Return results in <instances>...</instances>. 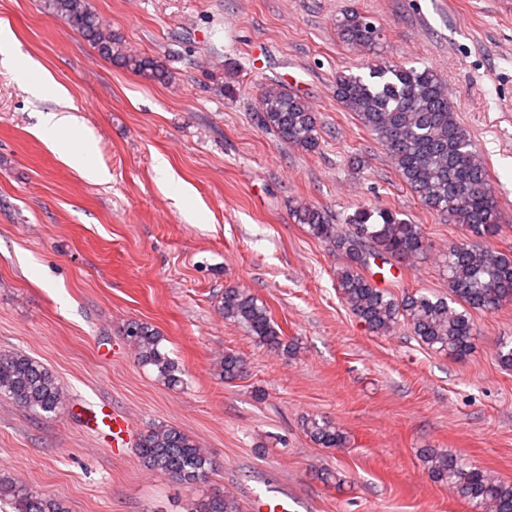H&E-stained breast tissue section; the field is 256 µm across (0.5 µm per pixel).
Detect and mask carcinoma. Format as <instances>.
<instances>
[{
    "label": "carcinoma",
    "mask_w": 512,
    "mask_h": 512,
    "mask_svg": "<svg viewBox=\"0 0 512 512\" xmlns=\"http://www.w3.org/2000/svg\"><path fill=\"white\" fill-rule=\"evenodd\" d=\"M46 7L104 58L153 82L165 83L171 78L160 62L128 52L122 39L91 10L88 0H46ZM336 30L339 39L355 50L370 49L381 39L380 29L357 10L343 14ZM333 94L385 147L400 179L426 207L478 236L498 234L499 211L484 160L459 123L438 73L406 64L376 63L365 76H336ZM256 121L305 152H315L320 146L316 113L297 93L266 87ZM293 216L310 235L333 242L346 256L347 262L336 272L341 297L377 334L386 335L403 323L427 348L462 358L475 349L477 331L471 311L493 313L512 301L511 254L473 244L453 246L443 260L450 297L416 291L398 298L376 287L362 269L372 259H409L423 253L428 243L420 225L387 208L355 211L347 219L351 229L345 233L337 231L313 205H297ZM221 311L224 319L243 325L258 343L278 351L288 349L267 306L248 291L225 289ZM125 335L140 364L151 368L158 381L171 388L185 384V371L165 350L164 337L157 329L135 321L128 324ZM246 364L240 354L226 351L218 362L219 376L237 379ZM0 397L44 417L61 414L67 402L57 377L21 352H0ZM305 432L323 448H343L348 441L344 430L324 418L306 420ZM137 450L146 469L189 488L205 481L213 470L205 448L169 423L149 426L140 435ZM420 457L433 481L459 495L477 512H512L511 483L466 464L446 449L424 448ZM0 500L13 512H66L57 500L2 471ZM184 512H240V505L229 496H202L189 499Z\"/></svg>",
    "instance_id": "carcinoma-1"
}]
</instances>
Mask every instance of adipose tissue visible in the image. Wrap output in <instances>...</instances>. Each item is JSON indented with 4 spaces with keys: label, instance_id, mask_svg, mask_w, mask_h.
<instances>
[{
    "label": "adipose tissue",
    "instance_id": "1",
    "mask_svg": "<svg viewBox=\"0 0 512 512\" xmlns=\"http://www.w3.org/2000/svg\"><path fill=\"white\" fill-rule=\"evenodd\" d=\"M7 65L24 80L28 90L36 96L53 92L60 102H67V91L54 83L47 72L23 55L8 57ZM78 122L68 111L45 113L41 132L49 140L53 150L69 166L77 170L89 181L101 180L102 173L95 159V148L90 139L76 140L74 137Z\"/></svg>",
    "mask_w": 512,
    "mask_h": 512
}]
</instances>
